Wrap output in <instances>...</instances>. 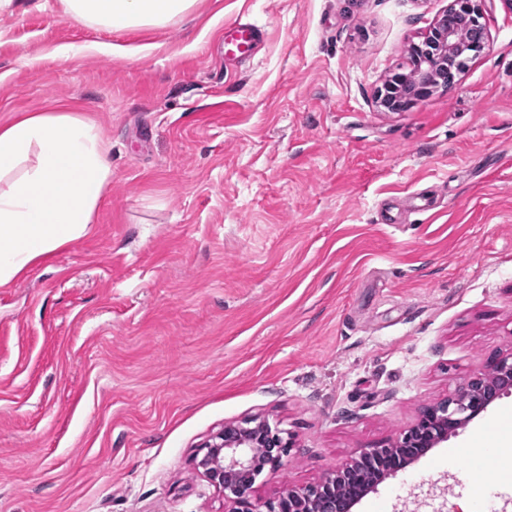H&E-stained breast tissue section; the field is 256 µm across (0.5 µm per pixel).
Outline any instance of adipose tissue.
Masks as SVG:
<instances>
[{
    "label": "adipose tissue",
    "mask_w": 512,
    "mask_h": 512,
    "mask_svg": "<svg viewBox=\"0 0 512 512\" xmlns=\"http://www.w3.org/2000/svg\"><path fill=\"white\" fill-rule=\"evenodd\" d=\"M72 19L108 31L162 28L196 0H62ZM110 146L69 105L0 126V287L86 234L112 182Z\"/></svg>",
    "instance_id": "ef3b65f1"
}]
</instances>
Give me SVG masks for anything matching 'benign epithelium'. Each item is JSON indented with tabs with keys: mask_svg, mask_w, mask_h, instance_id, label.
<instances>
[{
	"mask_svg": "<svg viewBox=\"0 0 512 512\" xmlns=\"http://www.w3.org/2000/svg\"><path fill=\"white\" fill-rule=\"evenodd\" d=\"M484 0H449L448 7L421 38L410 44L409 58L427 52L436 62L439 76L433 85L419 91L425 99L440 87H449L446 71L458 67L463 58L480 56L488 44L481 22ZM414 87L412 72H395L377 90L379 108L390 111L395 96ZM512 392V355L496 359L490 372H478L447 399L425 407L417 421L390 444L361 453L331 475L305 487H290L267 504V512H352V509L385 479L426 456L478 417L501 396ZM291 446L290 440L265 419L248 418L226 424L199 449L196 467L224 493L231 504L228 512H260L251 494L256 478L266 469L275 472ZM350 489L337 499L336 487Z\"/></svg>",
	"mask_w": 512,
	"mask_h": 512,
	"instance_id": "1",
	"label": "benign epithelium"
}]
</instances>
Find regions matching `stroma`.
<instances>
[{
    "instance_id": "1",
    "label": "stroma",
    "mask_w": 512,
    "mask_h": 512,
    "mask_svg": "<svg viewBox=\"0 0 512 512\" xmlns=\"http://www.w3.org/2000/svg\"><path fill=\"white\" fill-rule=\"evenodd\" d=\"M448 3L196 0L119 32L0 7V125L65 101L112 164L88 233L0 288V512H227L194 457L254 417L292 441L261 507L512 354V11L485 0L450 88L374 103ZM238 20L265 41L231 64ZM497 431L512 394L354 512H512L497 459L469 466Z\"/></svg>"
}]
</instances>
